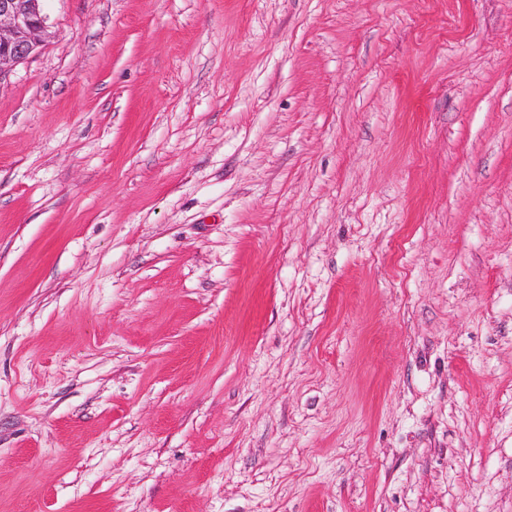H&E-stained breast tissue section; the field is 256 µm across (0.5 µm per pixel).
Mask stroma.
Instances as JSON below:
<instances>
[{
    "instance_id": "1",
    "label": "stroma",
    "mask_w": 512,
    "mask_h": 512,
    "mask_svg": "<svg viewBox=\"0 0 512 512\" xmlns=\"http://www.w3.org/2000/svg\"><path fill=\"white\" fill-rule=\"evenodd\" d=\"M43 8L0 512H512V0Z\"/></svg>"
}]
</instances>
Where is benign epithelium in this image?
<instances>
[{"instance_id": "7a95c632", "label": "benign epithelium", "mask_w": 512, "mask_h": 512, "mask_svg": "<svg viewBox=\"0 0 512 512\" xmlns=\"http://www.w3.org/2000/svg\"><path fill=\"white\" fill-rule=\"evenodd\" d=\"M42 0H0V79L43 46Z\"/></svg>"}]
</instances>
